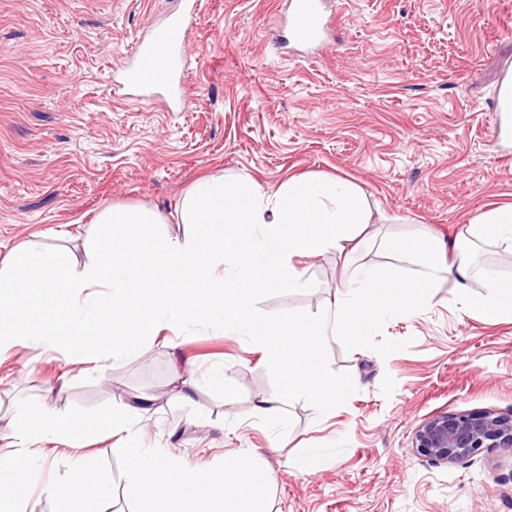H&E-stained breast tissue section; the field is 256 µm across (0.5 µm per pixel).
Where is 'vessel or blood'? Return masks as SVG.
I'll list each match as a JSON object with an SVG mask.
<instances>
[{
  "label": "vessel or blood",
  "instance_id": "obj_1",
  "mask_svg": "<svg viewBox=\"0 0 512 512\" xmlns=\"http://www.w3.org/2000/svg\"><path fill=\"white\" fill-rule=\"evenodd\" d=\"M182 2L178 14L152 23L125 65L113 71V88L124 99L146 107L160 103L170 112L188 110L182 88L186 68L183 49L189 22L200 11V0ZM284 4V9L274 15L275 25L301 46L313 50L322 47L327 30V0H284Z\"/></svg>",
  "mask_w": 512,
  "mask_h": 512
}]
</instances>
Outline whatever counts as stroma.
Wrapping results in <instances>:
<instances>
[{
  "instance_id": "35a3bbf8",
  "label": "stroma",
  "mask_w": 512,
  "mask_h": 512,
  "mask_svg": "<svg viewBox=\"0 0 512 512\" xmlns=\"http://www.w3.org/2000/svg\"><path fill=\"white\" fill-rule=\"evenodd\" d=\"M180 0H0V259L30 241L86 263L94 219L115 206L161 214V230L190 237L181 204L206 176H248L275 192L299 175L342 179L367 197L372 219L350 258L332 247L300 259L314 290L265 298L262 311H332L347 270L403 269L381 237L426 227L440 244L483 212L512 204V139L489 134L498 84L512 73V27L494 21L512 0H339L331 52L283 47L274 0H205L187 43L186 112L145 108L110 81L148 26ZM512 280V253L481 244L482 273ZM441 279L422 310L389 319L408 349L380 357L327 346L356 391L326 415L307 403L256 417L275 399L267 353L240 335L164 331L134 356L87 363L39 343L0 357V458L23 464L13 436L36 400L91 420L151 398L146 448L184 468L216 471L250 450L268 512H512V448L435 462L415 446L440 413L512 415V318L464 313ZM190 398L175 399L182 381ZM131 443L83 441L112 489L102 512H140L126 469ZM68 460L50 452L30 483L36 512H62L46 488Z\"/></svg>"
}]
</instances>
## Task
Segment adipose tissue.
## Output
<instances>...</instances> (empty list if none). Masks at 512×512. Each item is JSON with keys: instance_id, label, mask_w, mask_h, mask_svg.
<instances>
[{"instance_id": "1", "label": "adipose tissue", "mask_w": 512, "mask_h": 512, "mask_svg": "<svg viewBox=\"0 0 512 512\" xmlns=\"http://www.w3.org/2000/svg\"><path fill=\"white\" fill-rule=\"evenodd\" d=\"M492 240L512 248V207L489 211L472 221L466 239L453 242L456 259L447 271L454 280L456 296L471 312L496 320L512 317V284L498 279L493 271L483 273L488 299L474 297L466 286L471 252L476 241ZM151 401L143 398L134 407H122L99 421H88L64 411L51 412L43 405L27 407L24 422L15 434L24 469L0 462V512H35L26 497L31 473L43 456L39 444L54 441L69 444L93 432L109 435L132 433L146 428L151 418ZM131 485L144 502V512H266L255 468L248 452L225 459L221 470L194 473L182 468L171 454L155 455L142 448L127 456ZM223 481V492L211 489ZM56 497L69 504H87L108 497L110 490L84 458L72 460L69 469L53 485Z\"/></svg>"}]
</instances>
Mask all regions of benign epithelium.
<instances>
[{"label":"benign epithelium","mask_w":512,"mask_h":512,"mask_svg":"<svg viewBox=\"0 0 512 512\" xmlns=\"http://www.w3.org/2000/svg\"><path fill=\"white\" fill-rule=\"evenodd\" d=\"M415 448L437 462L463 459L477 448H512V416L484 411L437 414L416 431Z\"/></svg>","instance_id":"1"}]
</instances>
